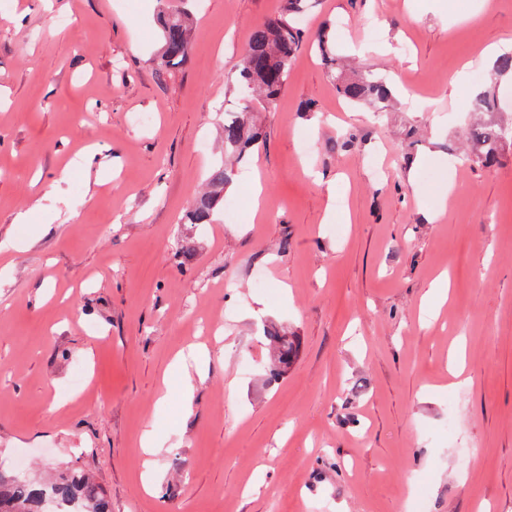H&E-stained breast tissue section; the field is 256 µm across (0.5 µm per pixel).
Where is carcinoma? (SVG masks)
<instances>
[{
    "label": "carcinoma",
    "instance_id": "carcinoma-1",
    "mask_svg": "<svg viewBox=\"0 0 512 512\" xmlns=\"http://www.w3.org/2000/svg\"><path fill=\"white\" fill-rule=\"evenodd\" d=\"M304 0H288L284 14L256 26L250 33L240 63L236 66L237 85L243 98L259 103L275 102L288 80L292 61L301 48V30L297 16L303 11ZM159 25L163 49L159 68L170 71L182 65L191 49L192 17L186 7L161 9ZM318 49L328 69V76L337 81L340 95L353 105L380 106L392 99L387 81L373 74L344 78L336 73L337 59L321 36ZM501 78L512 77V51H505L492 64ZM224 148L245 159L261 139L260 128L252 124L247 110L224 113ZM509 128L499 125H477L470 132L476 144L472 157L476 163L490 166L498 161ZM211 190L196 198L186 214V223L195 227L211 224L215 213L224 206V188L232 180V172L224 165L213 166L208 176ZM276 361L285 371L293 363L297 352L296 337L269 335ZM59 502L74 503V512H112L104 490L89 477L65 468L50 483H40L24 476L0 470V512H48L45 497Z\"/></svg>",
    "mask_w": 512,
    "mask_h": 512
}]
</instances>
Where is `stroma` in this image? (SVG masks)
Wrapping results in <instances>:
<instances>
[{"label":"stroma","instance_id":"1","mask_svg":"<svg viewBox=\"0 0 512 512\" xmlns=\"http://www.w3.org/2000/svg\"><path fill=\"white\" fill-rule=\"evenodd\" d=\"M285 7L207 0L169 73L157 0L0 11V468L75 465L112 512H512V143L495 167L463 161L477 92L512 113L491 71L512 0H318L284 91L254 107L262 142L224 191L240 211L191 228L219 114L242 106L234 66ZM331 24L338 55L392 82L381 118L313 50ZM443 274L447 302L426 303ZM272 329L300 343L279 375Z\"/></svg>","mask_w":512,"mask_h":512}]
</instances>
